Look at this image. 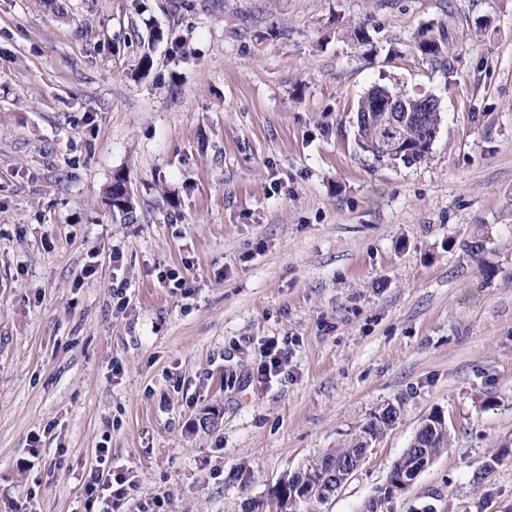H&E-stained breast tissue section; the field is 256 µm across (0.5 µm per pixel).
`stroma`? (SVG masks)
<instances>
[{
	"label": "stroma",
	"instance_id": "1",
	"mask_svg": "<svg viewBox=\"0 0 512 512\" xmlns=\"http://www.w3.org/2000/svg\"><path fill=\"white\" fill-rule=\"evenodd\" d=\"M63 5L0 0V512H75L103 441L160 512H276L390 405L294 512H361L434 412L448 448L380 512H512V0ZM375 84L439 97L428 160L358 149ZM288 351L278 348V341H271L266 347V357L268 361L263 362L257 369L258 376L267 377L271 373L278 371L283 361L287 359ZM391 421H382L380 419L373 420L363 426L361 430L358 448H354L350 457L346 460L336 458V456L347 458L350 448H341L334 453H328L324 456V459H332L336 458V460L329 462L328 460L318 461V465L321 466L322 469L325 467L328 469L327 476L326 473L323 472L321 468H315L310 466L305 472L298 473L292 476L288 480V484L292 486H299L306 496L299 497L294 500L291 497L282 500V505H286L289 501H315V502H325L331 496H333L336 492V484L337 487L340 488L343 484H345L352 474L360 467L363 460L366 457V454L372 444L369 439H376L385 429L388 428V424ZM369 438V439H368ZM336 479V482L331 479ZM337 488V489H338ZM299 488H294L290 491L292 496L295 497V494H302Z\"/></svg>",
	"mask_w": 512,
	"mask_h": 512
}]
</instances>
